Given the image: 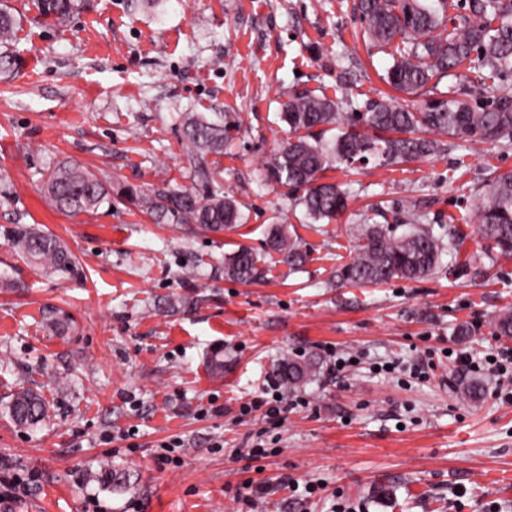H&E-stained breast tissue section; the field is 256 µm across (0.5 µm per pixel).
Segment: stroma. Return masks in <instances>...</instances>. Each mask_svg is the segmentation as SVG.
I'll use <instances>...</instances> for the list:
<instances>
[{
	"label": "stroma",
	"mask_w": 512,
	"mask_h": 512,
	"mask_svg": "<svg viewBox=\"0 0 512 512\" xmlns=\"http://www.w3.org/2000/svg\"><path fill=\"white\" fill-rule=\"evenodd\" d=\"M5 2L22 64L0 80V458L40 480L0 512H86L92 494L110 512L134 501L139 512H237L235 491L250 480L272 485L255 512H332L340 499L362 512H512V400L498 397L495 376L461 371L452 357L512 346L493 328L512 308V260L485 255L468 220L488 178L512 174V148L448 137L427 162L329 171L348 206L311 228L263 165L288 135L284 91L333 99L345 89L360 101L387 92L392 60L363 40L357 0H162L153 10L87 0L61 21L41 17L38 0ZM187 112L224 125V153L208 160L242 224L207 233L154 223L122 199L77 215L45 202L48 170L68 161L111 183H189ZM409 204L451 239L441 268L336 287L337 259L373 209ZM15 224L61 239L77 272L25 259L4 233ZM275 224L301 238L303 271L266 254ZM241 246L261 255L251 284L224 275L225 253ZM169 296L179 308L160 307ZM332 348L357 363L330 373ZM427 354L429 375H411ZM307 355L321 360L295 390L307 406L277 428L238 419L241 403L275 385L282 359ZM215 356L223 374L210 370ZM475 377L485 392L464 399ZM21 387L48 405L37 427L8 414ZM213 400L223 414L200 417ZM261 429L275 454L240 456ZM104 434L112 444L99 445ZM172 436L184 440L183 464L158 469L154 450ZM107 467L128 473L127 490L100 486ZM306 482L324 493L305 494Z\"/></svg>",
	"instance_id": "35a3bbf8"
}]
</instances>
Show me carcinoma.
I'll use <instances>...</instances> for the list:
<instances>
[{
    "instance_id": "carcinoma-1",
    "label": "carcinoma",
    "mask_w": 512,
    "mask_h": 512,
    "mask_svg": "<svg viewBox=\"0 0 512 512\" xmlns=\"http://www.w3.org/2000/svg\"><path fill=\"white\" fill-rule=\"evenodd\" d=\"M45 16L64 18L81 9L77 0H39ZM364 33L375 47L388 50L392 58L385 82L409 97L434 92L438 84L464 62L476 56L480 85L493 92L483 104L469 99L470 80L459 93L446 98L425 99L420 107L391 99L368 100L362 112L344 118L339 104L354 107L349 95L338 100L324 95L290 90L283 94L280 119L290 137L281 142L265 163L266 177L284 188L302 205L311 224L334 220L347 207L348 193L340 186L322 181L323 173L335 164L381 166L427 161L441 151V137L470 143L512 147V0H470L469 13L457 15L458 24L448 27V0H357ZM16 16L7 5L0 6V77L8 78L19 68V55L11 48ZM181 144L192 154L193 182L173 187L166 181L149 190L139 185L106 186L92 171L65 162L49 171L44 198L62 213H84L112 202L116 194L142 208L157 224H197L218 232L239 224L243 215L237 201L224 194L215 174L204 159L206 154H224V126L203 115L182 118ZM338 130L331 138L325 134ZM479 236L489 252L504 261L512 259V175L495 176L472 213ZM405 226L402 234L396 229ZM12 244L34 264L51 271L72 272L76 261L61 242L35 227L16 224L6 231ZM354 255L336 268V285L342 287L382 284L394 279L416 280L432 275L445 250L443 236L422 223V215L409 207L404 218L393 223H366L356 236ZM268 252L291 272L307 262L296 238L286 224H274L266 242ZM259 256L248 247L224 255V274L248 283L260 276ZM499 336L512 338V309L494 321ZM318 363L308 357L288 358L275 369V378L288 390L316 375ZM9 413L21 426H36L47 416L41 395L29 388L12 393ZM113 491L129 485L126 472L107 469L97 476Z\"/></svg>"
}]
</instances>
